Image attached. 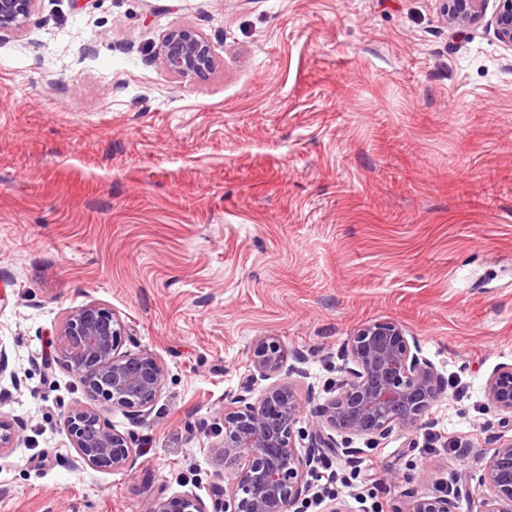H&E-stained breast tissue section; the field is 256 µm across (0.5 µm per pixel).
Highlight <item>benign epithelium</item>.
<instances>
[{"label": "benign epithelium", "mask_w": 512, "mask_h": 512, "mask_svg": "<svg viewBox=\"0 0 512 512\" xmlns=\"http://www.w3.org/2000/svg\"><path fill=\"white\" fill-rule=\"evenodd\" d=\"M36 0H0V33L23 30ZM448 24L467 28L487 22L503 46L512 50V0H440ZM158 53L166 69L180 78L201 77L215 64L209 43L185 29L169 32ZM57 335V359L81 384L87 398L122 410L133 420L147 415L165 385L166 370L151 351H120L127 335L124 323L110 310L88 303L70 311ZM288 353L275 337L256 341L250 363L261 378L272 380L259 398L238 394L224 404V462L239 463L224 498L208 509L193 492L158 501L153 512H290L306 499V475L328 455L342 453L354 460L362 449L351 447L357 437L378 445L398 428L414 433L430 423L431 410L445 383L423 355L415 338L391 321L360 325L347 345L346 362L332 395L318 401L311 388L300 390L286 367ZM485 395L501 420L512 423V364L498 366L489 376ZM309 430H296L304 414ZM78 461L92 468L118 471L133 464L137 454L128 434L108 430L100 412L75 406L63 416ZM16 438L13 426L0 418V458ZM308 439L300 453L297 439ZM486 493L477 512H512V437H499L485 465ZM448 495L410 496L400 512H454Z\"/></svg>", "instance_id": "benign-epithelium-1"}]
</instances>
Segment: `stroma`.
Wrapping results in <instances>:
<instances>
[{
    "mask_svg": "<svg viewBox=\"0 0 512 512\" xmlns=\"http://www.w3.org/2000/svg\"><path fill=\"white\" fill-rule=\"evenodd\" d=\"M204 38L203 79L169 73V31ZM94 302L125 351L166 369L121 471L80 465L62 416L86 404L45 367L65 314ZM416 337L447 389L426 429L393 431L307 512H401L447 491L471 512L498 436L493 370L512 364V51L449 27L438 0H37L0 35V512H153L209 499L224 400L258 398L254 342L300 353L331 389L362 324ZM461 446H454V439ZM384 457L386 469L368 462Z\"/></svg>",
    "mask_w": 512,
    "mask_h": 512,
    "instance_id": "1",
    "label": "stroma"
}]
</instances>
